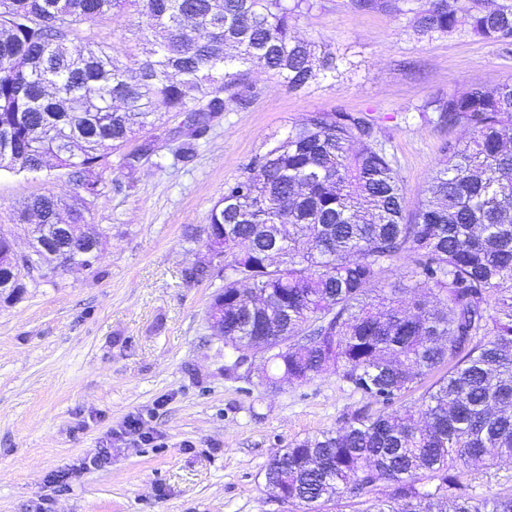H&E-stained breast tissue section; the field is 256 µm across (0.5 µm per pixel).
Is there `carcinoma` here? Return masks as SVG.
<instances>
[{
	"label": "carcinoma",
	"mask_w": 512,
	"mask_h": 512,
	"mask_svg": "<svg viewBox=\"0 0 512 512\" xmlns=\"http://www.w3.org/2000/svg\"><path fill=\"white\" fill-rule=\"evenodd\" d=\"M316 0H0V170L39 171L52 157L85 199L122 183L100 146L119 152L132 177L156 152L153 135L127 143L161 112L184 116L175 160L234 103L254 96L246 76L272 72L290 91L338 70L312 62L295 34ZM129 9L147 44L128 69L101 47L75 56L60 45L77 27ZM412 14L422 37L467 30L512 50V6L499 0H428ZM421 117L468 138L444 147L423 197L409 208L395 157L363 112H312L269 139L211 208L224 230V338L263 352L270 387L334 374L376 403L445 374L409 406L359 412L331 432L297 439L265 468V487L298 512L363 499L364 512H512V493L477 494L455 473L512 466V83L436 95ZM58 201L34 198L33 238L58 243ZM414 256L408 288L385 272ZM212 277L193 265L182 279ZM26 275L0 265V290L21 293ZM384 481L389 493L371 497Z\"/></svg>",
	"instance_id": "carcinoma-1"
}]
</instances>
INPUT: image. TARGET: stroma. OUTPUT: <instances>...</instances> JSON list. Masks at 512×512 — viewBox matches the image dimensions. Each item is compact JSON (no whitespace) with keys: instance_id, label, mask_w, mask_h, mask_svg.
Returning <instances> with one entry per match:
<instances>
[{"instance_id":"1","label":"stroma","mask_w":512,"mask_h":512,"mask_svg":"<svg viewBox=\"0 0 512 512\" xmlns=\"http://www.w3.org/2000/svg\"><path fill=\"white\" fill-rule=\"evenodd\" d=\"M390 0L359 11L351 0H318L295 21L299 36L334 53L336 75L299 91L252 70L250 104L232 106L202 140L193 163L175 161L181 120L165 117L156 156L132 186L90 205L102 234L87 271L29 282L0 295V512H294L265 487L270 458L296 439L333 431L379 404L337 376L271 388L263 360L229 371L207 322L220 279L185 284L181 273L208 255L194 240L212 206L266 140L317 110L365 112L394 155L409 201L422 196L442 148L466 130L425 123L416 108L472 84L512 82V53L467 32L417 38L409 9ZM111 48L129 67L143 58L132 17L81 24L66 42ZM66 171H0V228L28 249L19 210L38 195L71 202ZM109 463L90 466L100 449ZM69 472L57 492L51 474Z\"/></svg>"}]
</instances>
